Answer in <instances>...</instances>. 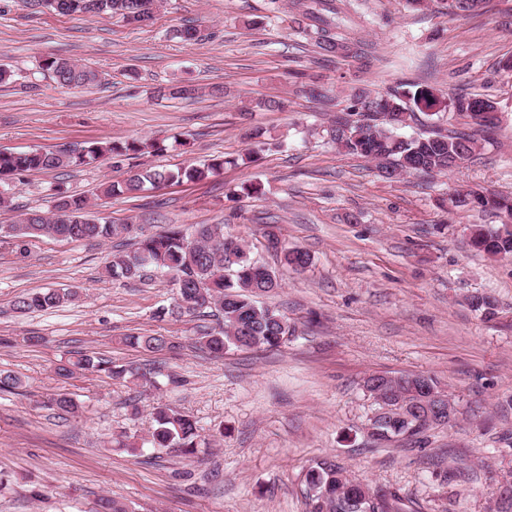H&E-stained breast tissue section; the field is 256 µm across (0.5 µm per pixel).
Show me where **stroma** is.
Listing matches in <instances>:
<instances>
[{
  "mask_svg": "<svg viewBox=\"0 0 512 512\" xmlns=\"http://www.w3.org/2000/svg\"><path fill=\"white\" fill-rule=\"evenodd\" d=\"M339 25L362 51L320 53L289 9L268 0H165L154 19L130 25L108 15L64 14L26 0H0V150H55L90 140L152 139L159 151L122 161L32 171L0 180V225L49 212L62 187L96 216L131 225L105 242L0 241V373L20 388L0 390V512H93L99 497L130 512H306L300 474L335 460L352 480L395 492L410 512H495L512 483V261L473 249L470 227L507 223L505 214L452 208L457 191L512 199V0H488L478 15L448 17L438 0L413 10L405 0H346ZM193 25L194 42L175 38ZM59 54L97 70L100 86L63 89L39 69ZM188 80L219 87L199 99L161 100L154 87ZM405 81L440 97L463 91L497 101L495 145L445 175L382 176L375 164L338 153L324 130L352 91L386 92ZM324 87L327 96L306 93ZM284 99L286 111L263 108ZM282 143L259 150L246 133ZM222 156L223 172L199 183L104 199L106 182L149 168L177 169ZM254 197H236L245 182ZM220 224L244 240L281 283L265 302L296 326L281 347L231 350L212 358L196 339L217 316L158 317L175 297L170 278L139 282L105 272L113 250L168 225ZM275 225L307 251L296 272L277 264L264 234ZM70 288L77 299L20 313L18 296ZM496 299L485 317L471 297ZM170 337L154 355L125 336ZM42 336L29 345V336ZM150 368L154 385L106 372L57 376L80 354ZM422 374L455 400L448 425L425 448L372 444V374ZM76 400L78 414L51 406ZM196 420V454L156 456L147 441L153 406ZM137 453L115 447L119 436Z\"/></svg>",
  "mask_w": 512,
  "mask_h": 512,
  "instance_id": "obj_1",
  "label": "stroma"
}]
</instances>
